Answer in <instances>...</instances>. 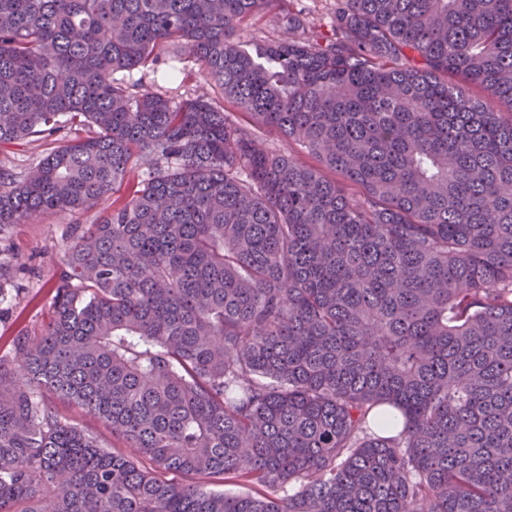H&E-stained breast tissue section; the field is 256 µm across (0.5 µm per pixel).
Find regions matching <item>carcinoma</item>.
I'll list each match as a JSON object with an SVG mask.
<instances>
[{"label": "carcinoma", "instance_id": "1", "mask_svg": "<svg viewBox=\"0 0 512 512\" xmlns=\"http://www.w3.org/2000/svg\"><path fill=\"white\" fill-rule=\"evenodd\" d=\"M281 2L0 0V146L74 133L0 167V233L104 212L0 357V512H512V0L239 45ZM166 44L317 165L116 81ZM56 138H60L59 135L46 139L35 137L26 145L2 147L0 149V167L5 166L11 169L19 179L27 178L47 153L61 144V141H54ZM47 398L50 405L69 417L81 430L96 437L101 446L112 447V433L97 417L68 406L53 396Z\"/></svg>", "mask_w": 512, "mask_h": 512}]
</instances>
